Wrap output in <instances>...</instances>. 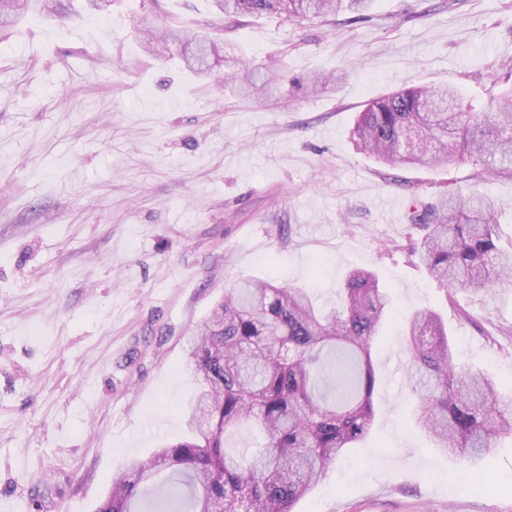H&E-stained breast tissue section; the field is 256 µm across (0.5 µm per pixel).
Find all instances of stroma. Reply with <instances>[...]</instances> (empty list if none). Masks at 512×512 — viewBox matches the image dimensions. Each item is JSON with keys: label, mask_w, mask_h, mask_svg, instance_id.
I'll return each mask as SVG.
<instances>
[{"label": "stroma", "mask_w": 512, "mask_h": 512, "mask_svg": "<svg viewBox=\"0 0 512 512\" xmlns=\"http://www.w3.org/2000/svg\"><path fill=\"white\" fill-rule=\"evenodd\" d=\"M211 0H114L0 27V512H95L117 472L183 436L188 336L234 283L340 301L374 269L393 297L372 434L295 512H512V438L485 463L433 448L397 355L405 316L438 311L459 362L512 396V288L445 290L403 251L413 199L488 192L512 245V173L384 167L351 138L366 103L449 83L487 104L512 79V0H372L364 14L214 30ZM219 33L277 64L240 96L224 62L195 77L144 26ZM325 85L310 92L297 78Z\"/></svg>", "instance_id": "35a3bbf8"}]
</instances>
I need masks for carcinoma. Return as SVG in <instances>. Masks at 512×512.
Returning <instances> with one entry per match:
<instances>
[{
  "instance_id": "obj_1",
  "label": "carcinoma",
  "mask_w": 512,
  "mask_h": 512,
  "mask_svg": "<svg viewBox=\"0 0 512 512\" xmlns=\"http://www.w3.org/2000/svg\"><path fill=\"white\" fill-rule=\"evenodd\" d=\"M29 0H0V25ZM224 17L277 15L312 21L368 0H213ZM171 52L185 41L195 51L184 67L205 76L219 57L205 35L149 32ZM279 74L248 69L242 89L269 94ZM354 136L384 164L440 165L469 160L489 174L512 170V93L479 105L449 85L401 88L360 112ZM422 231L410 254L449 293L476 294L512 284V249L499 245L495 199L448 194L435 205L412 204ZM390 298L377 274L349 273L342 303L325 311L310 289L243 279L228 289L187 342L186 367L197 393L186 414L187 437L156 449L112 476L96 512H294L330 466L371 433L377 371L372 354ZM410 369L427 382L417 393L416 426L449 454L491 457L512 437V398L496 382L464 367L434 310L405 324ZM250 426L264 437L248 452L226 447V433Z\"/></svg>"
}]
</instances>
